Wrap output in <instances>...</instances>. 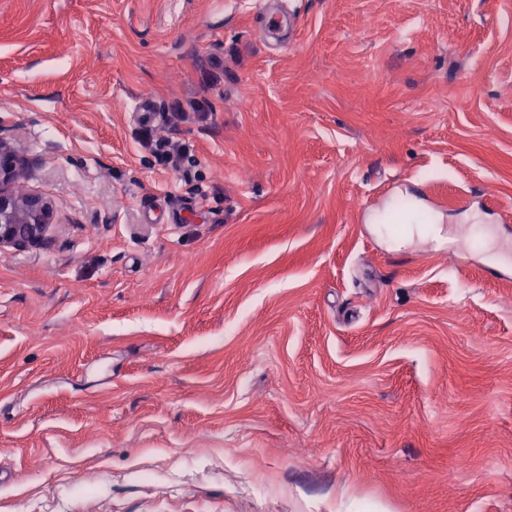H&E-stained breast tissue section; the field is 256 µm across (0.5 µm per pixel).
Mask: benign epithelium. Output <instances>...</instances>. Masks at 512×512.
Masks as SVG:
<instances>
[{
    "label": "benign epithelium",
    "mask_w": 512,
    "mask_h": 512,
    "mask_svg": "<svg viewBox=\"0 0 512 512\" xmlns=\"http://www.w3.org/2000/svg\"><path fill=\"white\" fill-rule=\"evenodd\" d=\"M0 125V248L38 246L48 243L47 231L53 222L50 199L20 190L27 177L29 162L4 135Z\"/></svg>",
    "instance_id": "obj_1"
}]
</instances>
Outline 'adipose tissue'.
Masks as SVG:
<instances>
[{
  "mask_svg": "<svg viewBox=\"0 0 512 512\" xmlns=\"http://www.w3.org/2000/svg\"><path fill=\"white\" fill-rule=\"evenodd\" d=\"M419 200H407L404 209L386 208L377 213L372 222L378 232L387 236L393 248L406 247L414 239L428 237L436 244H444L448 237L440 219L424 224L418 220Z\"/></svg>",
  "mask_w": 512,
  "mask_h": 512,
  "instance_id": "1",
  "label": "adipose tissue"
}]
</instances>
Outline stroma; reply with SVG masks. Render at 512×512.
Returning <instances> with one entry per match:
<instances>
[{
  "instance_id": "stroma-1",
  "label": "stroma",
  "mask_w": 512,
  "mask_h": 512,
  "mask_svg": "<svg viewBox=\"0 0 512 512\" xmlns=\"http://www.w3.org/2000/svg\"><path fill=\"white\" fill-rule=\"evenodd\" d=\"M287 8L0 0V512H512V0ZM0 122V248L38 246L48 243L47 231L54 218L50 199L20 190L29 162L4 135ZM418 199H408L404 209H395L391 205L377 213L371 224L378 232L388 238L393 248L406 247L414 238L430 237L438 246L448 241V232L441 224V217L436 216L431 224H421L418 220L420 207ZM399 226L398 233L393 234V227Z\"/></svg>"
}]
</instances>
